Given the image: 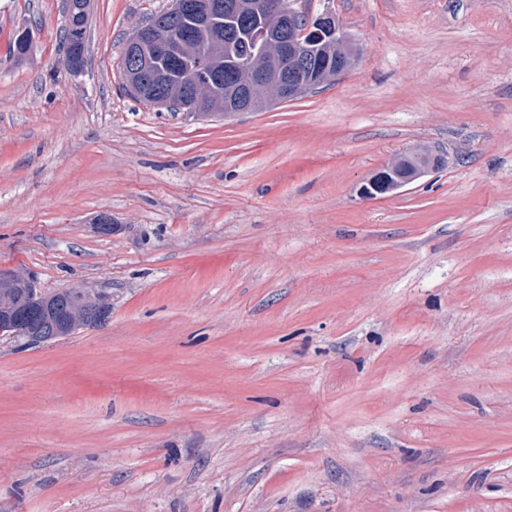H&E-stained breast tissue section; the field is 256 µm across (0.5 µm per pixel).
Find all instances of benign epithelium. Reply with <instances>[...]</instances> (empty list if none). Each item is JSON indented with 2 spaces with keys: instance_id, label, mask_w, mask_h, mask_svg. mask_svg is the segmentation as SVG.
I'll use <instances>...</instances> for the list:
<instances>
[{
  "instance_id": "7a95c632",
  "label": "benign epithelium",
  "mask_w": 512,
  "mask_h": 512,
  "mask_svg": "<svg viewBox=\"0 0 512 512\" xmlns=\"http://www.w3.org/2000/svg\"><path fill=\"white\" fill-rule=\"evenodd\" d=\"M296 4L297 0H283L273 8L267 0H173V26L146 23L125 44L128 91L151 106L169 107L172 102L166 89L177 85L188 94L193 113L205 117L220 110L236 116L255 111L272 94L289 100L346 73L354 64V55L336 18L327 12L315 18L304 15ZM224 16H234L250 28L259 55L266 58L264 64L251 67L245 82L213 63L204 72L188 66L200 34H209L214 52L224 48V38L213 36L215 22ZM446 164L442 154L425 147L412 149L366 179L359 193L365 199L394 193ZM17 288L24 289L20 300L0 305V339L39 345L42 339L16 317V310L21 304L43 306L49 295L31 272L0 267L3 295L13 296ZM111 310L109 295L91 287L79 288L62 335L104 325Z\"/></svg>"
}]
</instances>
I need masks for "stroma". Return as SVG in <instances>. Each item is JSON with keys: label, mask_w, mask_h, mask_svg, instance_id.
I'll return each instance as SVG.
<instances>
[{"label": "stroma", "mask_w": 512, "mask_h": 512, "mask_svg": "<svg viewBox=\"0 0 512 512\" xmlns=\"http://www.w3.org/2000/svg\"><path fill=\"white\" fill-rule=\"evenodd\" d=\"M171 2L90 0L73 71L0 0V267L112 297L0 341V512H512V0H299L356 64L230 119L124 91ZM447 163V157L443 154L425 147L412 149L396 156L366 179L359 188V193L365 199L394 193ZM76 288H79L78 298L74 302L67 321L63 324V336H71L81 329L104 325L112 310V299L109 295L91 287ZM88 305L94 306V312H85V307Z\"/></svg>", "instance_id": "obj_1"}]
</instances>
